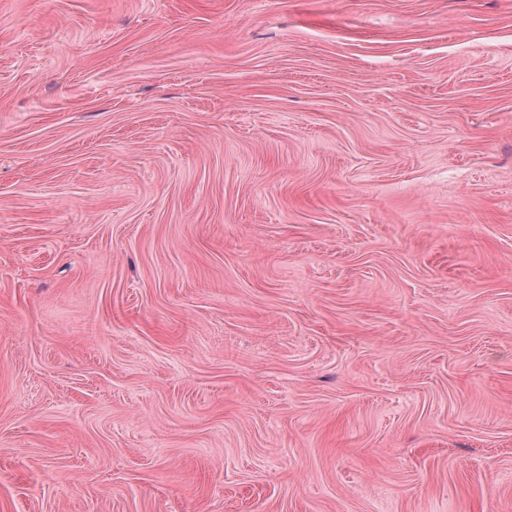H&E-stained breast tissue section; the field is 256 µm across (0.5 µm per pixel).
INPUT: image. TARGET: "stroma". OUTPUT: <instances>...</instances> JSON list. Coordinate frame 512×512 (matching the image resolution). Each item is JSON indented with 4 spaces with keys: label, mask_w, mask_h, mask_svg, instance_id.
I'll return each instance as SVG.
<instances>
[{
    "label": "stroma",
    "mask_w": 512,
    "mask_h": 512,
    "mask_svg": "<svg viewBox=\"0 0 512 512\" xmlns=\"http://www.w3.org/2000/svg\"><path fill=\"white\" fill-rule=\"evenodd\" d=\"M0 512H512V0H0Z\"/></svg>",
    "instance_id": "stroma-1"
}]
</instances>
